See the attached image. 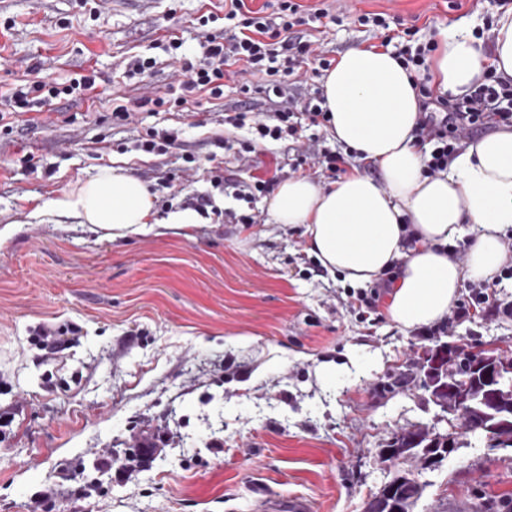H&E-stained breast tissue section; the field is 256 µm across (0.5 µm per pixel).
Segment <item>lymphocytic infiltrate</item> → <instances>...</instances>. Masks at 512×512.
I'll list each match as a JSON object with an SVG mask.
<instances>
[{"label":"lymphocytic infiltrate","mask_w":512,"mask_h":512,"mask_svg":"<svg viewBox=\"0 0 512 512\" xmlns=\"http://www.w3.org/2000/svg\"><path fill=\"white\" fill-rule=\"evenodd\" d=\"M324 15L321 9L312 15L304 13L296 0H276L272 7L256 10L249 8L245 0H229L224 15L211 13L200 17L202 53L198 60L184 62L185 80L169 86L161 95L138 98L134 107H113V124L128 122L135 107H148L155 112H180L200 95L221 98L224 81L234 72L262 73L267 80L260 91L276 97L274 112L263 119L246 110L225 113L226 125L235 129L249 128L252 137L237 144L223 137L216 141L217 147L234 150L237 161L252 165L258 142L286 137L301 139L304 127L294 124L296 112H303L307 125L312 127L325 126L331 121L329 112L313 100L298 104L285 95L288 77L295 75L309 57H316L318 61L313 76H320L322 70L331 65L325 55H314L311 42L302 40L296 32L309 17ZM224 18L229 21L225 27L220 24ZM95 86L96 77L92 74L63 87L51 80L31 82L16 88L0 104V122L6 117L24 114L34 105H49L53 99L64 95L86 99ZM416 86L421 115L414 136L418 144L432 146L424 168L427 175L446 170L463 142L473 135L492 125L512 126V78L499 75L495 70H487L483 82L460 98L436 93L425 78L417 80ZM503 251L504 262L498 275L473 286L467 299L456 303L448 318L441 322V333H452L459 324L479 316L512 313V302L503 301L497 292L502 280L512 279V236L504 240Z\"/></svg>","instance_id":"obj_1"}]
</instances>
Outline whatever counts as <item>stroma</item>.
<instances>
[{"label": "stroma", "instance_id": "35a3bbf8", "mask_svg": "<svg viewBox=\"0 0 512 512\" xmlns=\"http://www.w3.org/2000/svg\"><path fill=\"white\" fill-rule=\"evenodd\" d=\"M329 17L301 26L327 58L380 45V28L360 24L384 13L416 26L420 41L461 24L482 29L498 0H298ZM224 0H0V100L31 80L28 66L64 83L96 69L89 99L61 96L17 118L0 134V512H32L53 487L44 512H260L267 499L301 497L311 512H364L394 472L381 448L402 429L446 432L441 410L411 373L423 330L388 315L360 317L345 305L358 289L325 271L306 249L303 226L272 223L265 196L250 203L212 186L214 168L238 184L253 171L217 138H247L224 124L225 113L271 110L262 95L224 96L194 111L134 112L113 125L114 100L162 93L182 80L180 58H198L197 19ZM182 42L171 60L161 40ZM155 57L148 82L125 74L128 56ZM175 130L170 153L135 150L144 128ZM196 158L179 196L169 170ZM30 164H23V157ZM119 167L147 184L158 219L211 193L214 212L196 224L112 241L77 224L35 218L46 199ZM253 224L238 223L241 215ZM371 293L373 285L360 287ZM42 323L74 324L65 348L48 360L33 338ZM448 344L477 350L512 343V316L479 317L458 326ZM333 374H323L325 366ZM161 434L163 450L133 462L132 437ZM224 444L216 452L213 441ZM115 458L124 478L97 468ZM425 490L415 512H473L512 494V450L490 448L469 433L439 466L420 471ZM96 482L84 497L78 487Z\"/></svg>", "mask_w": 512, "mask_h": 512}]
</instances>
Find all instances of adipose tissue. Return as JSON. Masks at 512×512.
<instances>
[{"mask_svg":"<svg viewBox=\"0 0 512 512\" xmlns=\"http://www.w3.org/2000/svg\"><path fill=\"white\" fill-rule=\"evenodd\" d=\"M490 66L512 78V8L498 15L486 41L464 26L442 30L429 75L438 89L461 97ZM321 92L332 139L378 174L354 167L326 186L288 178L267 203L273 222L304 226L310 252L351 282L391 273L386 310L400 327L441 321L465 280L489 279L504 261L501 239L512 228V127L468 142L446 171L428 176L413 134L418 89L390 50L343 54L322 76ZM40 212L113 240L156 229L147 185L113 167L47 199ZM463 237L469 246L460 261L449 247Z\"/></svg>","mask_w":512,"mask_h":512,"instance_id":"ef3b65f1","label":"adipose tissue"}]
</instances>
